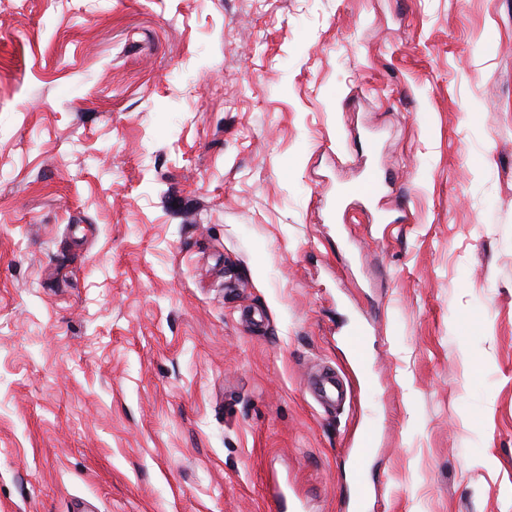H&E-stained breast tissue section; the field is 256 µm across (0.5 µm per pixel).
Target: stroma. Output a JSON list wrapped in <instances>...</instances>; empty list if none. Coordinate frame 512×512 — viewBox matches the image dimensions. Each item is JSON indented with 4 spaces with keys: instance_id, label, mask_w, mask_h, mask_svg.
<instances>
[{
    "instance_id": "obj_1",
    "label": "stroma",
    "mask_w": 512,
    "mask_h": 512,
    "mask_svg": "<svg viewBox=\"0 0 512 512\" xmlns=\"http://www.w3.org/2000/svg\"><path fill=\"white\" fill-rule=\"evenodd\" d=\"M360 424L512 512V0H0V512H342Z\"/></svg>"
}]
</instances>
